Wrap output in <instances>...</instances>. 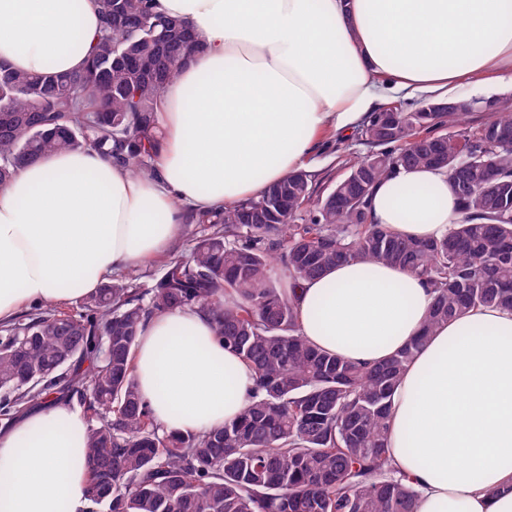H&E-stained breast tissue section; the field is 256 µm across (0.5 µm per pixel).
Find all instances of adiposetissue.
Listing matches in <instances>:
<instances>
[{
  "label": "adipose tissue",
  "mask_w": 512,
  "mask_h": 512,
  "mask_svg": "<svg viewBox=\"0 0 512 512\" xmlns=\"http://www.w3.org/2000/svg\"><path fill=\"white\" fill-rule=\"evenodd\" d=\"M202 49L163 92L152 175L94 151L53 153L0 185V324L92 294L168 252L183 210L260 195L315 167L319 135L356 130L392 94L454 98L512 83V0H155ZM100 29L94 0H0V60L81 70ZM369 220L411 238L447 234L460 208L446 171L410 168L373 189ZM433 297L408 270L349 261L293 295L316 347L376 363L422 328ZM166 430L214 428L247 404L251 373L206 316L147 320L133 360ZM82 410L48 397L0 428V512H80L88 456ZM388 446L417 512H512V311L443 325L394 394Z\"/></svg>",
  "instance_id": "obj_1"
}]
</instances>
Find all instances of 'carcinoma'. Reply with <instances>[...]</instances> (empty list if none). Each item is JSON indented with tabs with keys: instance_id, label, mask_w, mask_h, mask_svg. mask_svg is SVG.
<instances>
[{
	"instance_id": "cac0c4a2",
	"label": "carcinoma",
	"mask_w": 512,
	"mask_h": 512,
	"mask_svg": "<svg viewBox=\"0 0 512 512\" xmlns=\"http://www.w3.org/2000/svg\"><path fill=\"white\" fill-rule=\"evenodd\" d=\"M101 27L88 66L32 74L0 61V184L26 164L93 150L148 176L165 85L200 49L185 20L152 0H95ZM470 107L429 127L400 108L384 135L374 112L357 132L370 152L317 194L299 169L259 196L192 211L189 254L176 244L141 289L112 278L76 311L36 305L0 327V418L44 395L77 399L88 417L85 512H416L418 492L387 448L392 396L434 330L471 310H512V110L462 125ZM448 179L465 219L439 239L404 238L369 222L373 187L400 168ZM346 260L407 269L433 293L420 335L379 363L317 349L302 335L288 285ZM192 307L252 372L235 420L168 432L132 373L141 325Z\"/></svg>"
}]
</instances>
